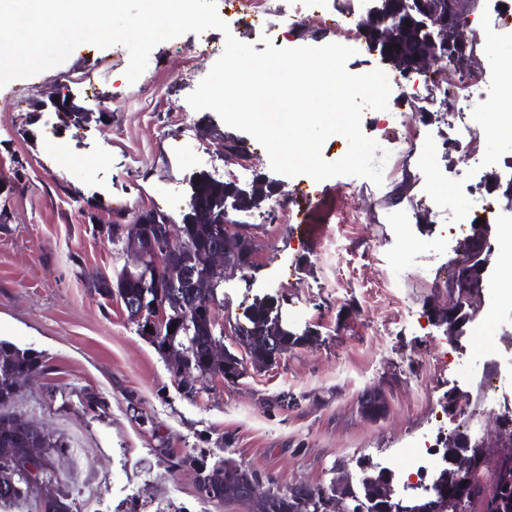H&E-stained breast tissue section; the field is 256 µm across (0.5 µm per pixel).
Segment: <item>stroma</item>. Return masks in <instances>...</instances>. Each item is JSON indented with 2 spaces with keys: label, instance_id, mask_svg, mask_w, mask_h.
Wrapping results in <instances>:
<instances>
[{
  "label": "stroma",
  "instance_id": "35a3bbf8",
  "mask_svg": "<svg viewBox=\"0 0 512 512\" xmlns=\"http://www.w3.org/2000/svg\"><path fill=\"white\" fill-rule=\"evenodd\" d=\"M357 0H325L305 26L280 27L284 47L337 41L336 17ZM191 34L157 44L128 82L124 46L79 45L62 64L0 87V340L42 355L12 409L62 439L51 453L72 512H254L251 503L205 500L192 471L168 455L201 450L273 477L277 487L329 484L337 468L409 473L412 448L452 434L447 397L466 406L473 433H490L491 411L512 398V301L484 291L480 314L448 337L436 313L448 298L450 225L431 223L423 196L442 195L470 160L448 155L429 168L407 160L381 184L338 176L309 182L305 220L276 213L298 180L273 172L265 149L187 98L214 57L191 54ZM349 72L378 69L411 99L377 112L382 130L443 126L437 92L420 73L401 76L360 43ZM241 147L225 162V142ZM270 185L257 208L229 216L256 246L250 269L226 277L213 310L224 347L245 360L235 334L252 303L280 302L290 331L310 333L235 382L204 376L188 396L165 356L140 336L123 306L93 288L132 258L105 232L148 214L180 229L196 186ZM382 389L378 419L358 410Z\"/></svg>",
  "mask_w": 512,
  "mask_h": 512
}]
</instances>
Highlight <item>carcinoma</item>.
<instances>
[{"mask_svg": "<svg viewBox=\"0 0 512 512\" xmlns=\"http://www.w3.org/2000/svg\"><path fill=\"white\" fill-rule=\"evenodd\" d=\"M370 41L387 57L388 47H394L407 37V30L381 24L377 18L362 21ZM232 194L241 209L252 207L261 198L269 196V186L258 182L250 191L238 192L229 183H205L195 195L196 220L181 227L180 240L174 247L173 261L181 265L182 279L175 285L163 283V277L154 269L144 268L136 273L121 270L115 277L103 272L96 274L93 286L105 298L115 297L124 307L156 302L167 310L174 330L164 329L160 340H151L157 350L166 343L182 346L186 353L187 374L192 378L211 376L218 371L209 366V350L217 337L215 322L206 314L187 315V309L205 302L218 300V288L224 282V272L212 269L209 254L216 248H228L230 259L236 267L253 266L256 248L249 244L238 248L224 239V225L209 222L208 215L224 211V198ZM168 220L147 215L138 224H111L109 233L122 243L127 251L144 248L149 240L166 234ZM468 320V311L453 307L439 315V321L453 330ZM249 324L237 327L240 340L251 347L252 356H280L289 349L303 344L308 337L296 336L283 325L278 314L272 313L267 302L253 306ZM42 356L32 349H21L0 340V507L20 506L31 498L39 499V512H71V506L47 475V486L28 483L18 475V469L33 454H48L53 449L64 448L62 442L46 432L36 421L15 414L10 406L19 396L22 382L32 374L44 370ZM359 410L371 419H378L386 412V405L367 396L358 401ZM448 468L435 479L432 496H419L406 503L393 502L389 492L393 477L385 471L361 473L360 486L350 490L349 512L366 506V512H457L464 505L469 512H512V456L490 460L478 453L467 439L458 433L444 444ZM174 468H188L196 475L197 489L204 499L235 500L248 479L258 480L256 472L249 469L235 478L208 462L205 453L190 452L170 460ZM272 512H336L323 489L311 496L302 490L292 499L280 500Z\"/></svg>", "mask_w": 512, "mask_h": 512, "instance_id": "1", "label": "carcinoma"}]
</instances>
